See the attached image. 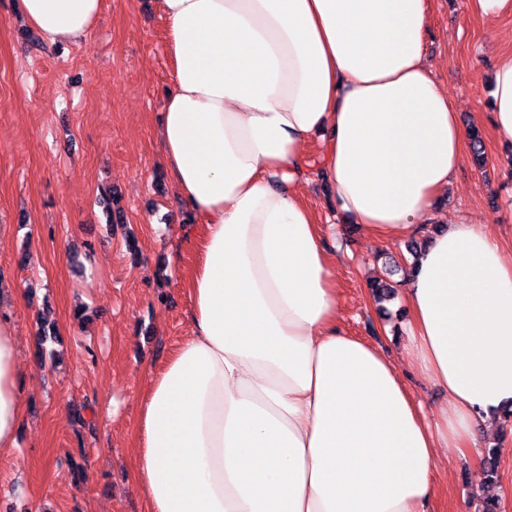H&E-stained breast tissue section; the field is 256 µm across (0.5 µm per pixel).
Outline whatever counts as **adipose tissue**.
<instances>
[{
  "label": "adipose tissue",
  "mask_w": 512,
  "mask_h": 512,
  "mask_svg": "<svg viewBox=\"0 0 512 512\" xmlns=\"http://www.w3.org/2000/svg\"><path fill=\"white\" fill-rule=\"evenodd\" d=\"M432 0H158L173 63L157 119L201 258L191 333L149 380L137 444L148 512H433L439 451L479 465L512 408V254L466 217L431 226L468 131L423 52ZM53 43L102 0H13ZM512 145V53L491 78ZM319 142L326 206L372 239L426 236L403 287L434 417L386 354L345 333L337 256L303 199ZM23 372L0 312V457L18 446Z\"/></svg>",
  "instance_id": "ef3b65f1"
}]
</instances>
